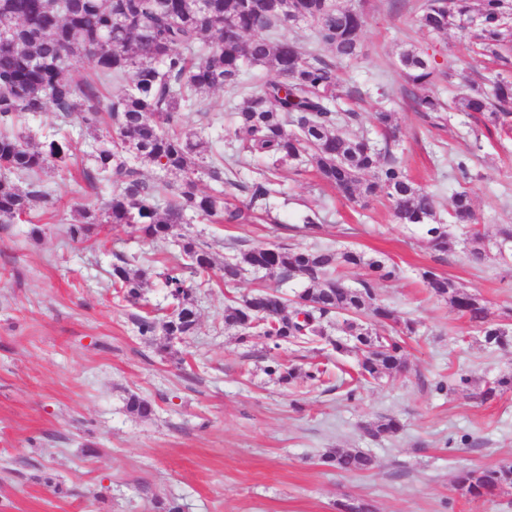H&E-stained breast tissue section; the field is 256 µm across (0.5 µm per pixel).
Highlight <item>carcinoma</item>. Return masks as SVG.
Masks as SVG:
<instances>
[{
  "label": "carcinoma",
  "mask_w": 512,
  "mask_h": 512,
  "mask_svg": "<svg viewBox=\"0 0 512 512\" xmlns=\"http://www.w3.org/2000/svg\"><path fill=\"white\" fill-rule=\"evenodd\" d=\"M315 24L312 46L277 37L279 29L300 22ZM416 21L432 33L458 32L476 56L493 57L508 65L512 53V0H426ZM366 25L362 11L341 7L336 0H0V168L26 182L18 188L0 181V217L15 218L37 202L48 201L40 173L48 166L68 167L72 144L66 137L45 138L29 147L12 131L22 115L52 110L66 120L81 118L96 132L105 124L112 136L95 137L93 166L84 168L86 186L110 188L97 209H76L79 220L69 225L72 240L88 236L97 224H128L145 240L166 238L192 211L208 220L243 224L256 210L267 207L279 193L273 170L286 164L310 163L320 178L348 201L366 205L383 198L400 224L426 229L431 248L448 251L447 225L436 220L433 193L417 186L394 150L378 149L368 138L349 132L361 121L357 112L336 108L341 63H354L361 53ZM95 63V79L76 82L67 76L75 52ZM406 82L423 87L438 79L432 60L415 49L400 54ZM254 67H269L278 79L256 90L244 75ZM124 84L121 95L103 106L100 86ZM210 89H227L240 97L237 130L242 150L265 158L270 168L246 184L245 208H230L224 191L206 194L198 189L197 174L225 186H234L233 169L224 156L205 161L209 142L193 140L177 131L180 111ZM420 118L433 127L443 113L455 108L480 115L485 128L512 137V82L490 80V89L462 86L459 97L445 103L430 95L414 98ZM158 168L163 176L148 182L139 167ZM451 223L472 230L468 257L480 265L488 257L484 237L476 230L471 189L462 187L450 201ZM177 267L163 273L175 304L166 319L150 314L136 319L142 336L163 332L165 340L192 333L197 312L192 285L182 271L208 282L215 268L209 247L191 235H181L175 256ZM367 266L372 274L355 286L344 281L343 270ZM254 269L281 280H301L305 287L294 303L275 292L259 290L224 307V325L237 330L245 342L258 331L278 349L284 343L304 346L326 338L325 324L342 318L347 339L330 341L339 353L361 355L357 380L377 379L404 363V336L411 322H400L394 311L379 303L375 284L395 270L365 258L360 251L331 247L294 251L283 247L250 248L217 269L229 288ZM146 271L130 266L120 256L112 266V287L133 305L142 299ZM430 293L446 299L465 316L491 346L508 344L506 330L493 324L483 300L465 292L453 280L430 270L421 274ZM387 324L389 333L373 332L367 321ZM268 375L285 384L324 382L326 369L312 364L303 372L272 359ZM512 389L505 376L477 393L490 400ZM401 428L386 418L368 430L376 438ZM323 464L345 472L363 471L374 464L361 452H341L322 458ZM512 485V466L461 471L457 488L474 500L495 495Z\"/></svg>",
  "instance_id": "obj_1"
}]
</instances>
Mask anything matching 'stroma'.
Wrapping results in <instances>:
<instances>
[{
	"label": "stroma",
	"mask_w": 512,
	"mask_h": 512,
	"mask_svg": "<svg viewBox=\"0 0 512 512\" xmlns=\"http://www.w3.org/2000/svg\"><path fill=\"white\" fill-rule=\"evenodd\" d=\"M338 2L366 16L361 58L340 67L339 108L359 112V132L378 143L384 136L374 114L393 112L395 150L414 182L437 194L440 219L464 182L456 163L466 159L478 227L487 241L498 240L512 226V140L484 129L472 134L474 121L463 112L448 113L439 128L423 123L399 55L427 52L438 69L465 71L476 82L497 65L465 62L455 32L422 31L416 7L424 0ZM179 128L221 138L225 155L240 149L225 91L200 94L181 112ZM66 131L74 160L43 173L49 205L0 219V512H339L347 501L368 502L372 512H512V486L475 501L456 486L462 469L512 465V390L484 403L472 397L512 375V344L486 347L420 278L425 269L451 278L512 332V261L472 264L453 226L447 253L435 252L424 229L397 223L384 200L350 203L311 167L286 165L275 174L280 193L268 219L213 224L195 216L179 233L209 243L219 263L249 247L341 246L396 266L376 297L414 324L403 371L350 400L336 376L354 371L358 356L332 349L335 327L328 340L304 348L272 351L257 333L241 342L224 325L229 300L301 289L264 273H244L233 288L215 278L196 289L194 332L162 352L139 335L140 309L114 293L111 273L117 256L132 258L147 272L148 308L165 319L172 304L160 273L178 252L175 242L145 241L112 224L80 241L66 235L76 208L97 202L74 182L92 164V138L75 116ZM313 207L321 227L310 233L302 218ZM274 357L302 371L322 363L325 384L277 382L266 372ZM462 374L467 391H450ZM133 394L151 402L150 417L128 411ZM386 417L398 419L400 431L371 439L366 427ZM337 450L368 453L376 465L356 473L325 466L323 456Z\"/></svg>",
	"instance_id": "obj_1"
}]
</instances>
